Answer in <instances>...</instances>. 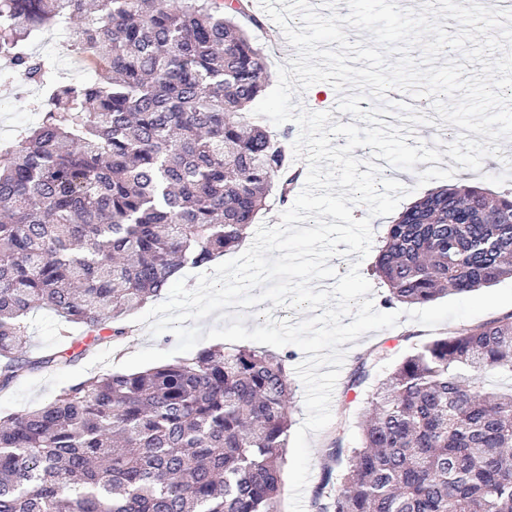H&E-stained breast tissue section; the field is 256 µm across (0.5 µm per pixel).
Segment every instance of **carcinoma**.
<instances>
[{"label": "carcinoma", "instance_id": "obj_1", "mask_svg": "<svg viewBox=\"0 0 512 512\" xmlns=\"http://www.w3.org/2000/svg\"><path fill=\"white\" fill-rule=\"evenodd\" d=\"M66 24L101 63L63 80L32 38ZM249 0H0V85L51 88L40 122L0 153V392L62 369L89 335L181 269L236 248L277 190L292 196L291 129L247 120L267 86ZM373 274L385 302L425 303L512 278V191L446 187L387 225ZM49 309L79 330L27 349ZM386 351L368 350L359 387ZM290 355L205 350L139 373L96 375L0 418V512H279ZM512 313L425 342L371 395L360 445L316 512H512Z\"/></svg>", "mask_w": 512, "mask_h": 512}]
</instances>
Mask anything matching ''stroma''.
I'll list each match as a JSON object with an SVG mask.
<instances>
[{"label":"stroma","mask_w":512,"mask_h":512,"mask_svg":"<svg viewBox=\"0 0 512 512\" xmlns=\"http://www.w3.org/2000/svg\"><path fill=\"white\" fill-rule=\"evenodd\" d=\"M459 327V322L449 321L431 330L403 316L399 318L395 327L371 331L347 343L345 361L331 401L332 421L321 432L308 437L311 468L302 496L304 512H313L311 501L324 477V452L330 438L338 433L341 434L345 447L352 448L357 445L361 423L369 409L370 395L376 383L384 379L394 363L411 352L414 347L447 336ZM175 344L176 338L173 334L165 333L153 338L149 336L145 326L135 325L127 336L116 342L101 343L93 353L82 356L69 367L29 374L10 391L0 393V416L37 408L52 399L63 388L90 376L114 371L120 361L139 349L156 347L169 350ZM378 345L387 348V358L373 368L370 380L358 389L347 390V380L356 369L360 356Z\"/></svg>","instance_id":"35a3bbf8"}]
</instances>
